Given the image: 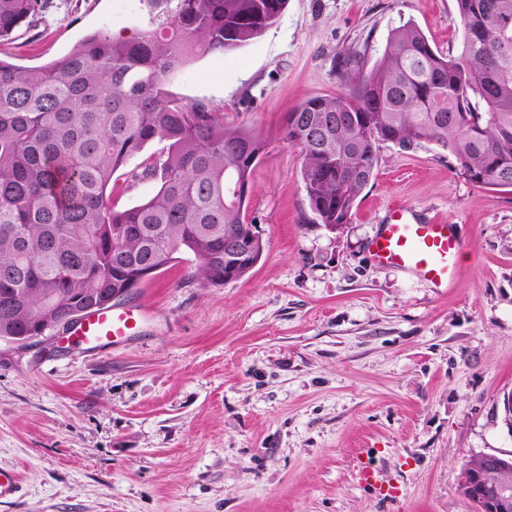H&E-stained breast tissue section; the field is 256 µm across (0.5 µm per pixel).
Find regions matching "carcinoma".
Instances as JSON below:
<instances>
[{
	"instance_id": "1",
	"label": "carcinoma",
	"mask_w": 512,
	"mask_h": 512,
	"mask_svg": "<svg viewBox=\"0 0 512 512\" xmlns=\"http://www.w3.org/2000/svg\"><path fill=\"white\" fill-rule=\"evenodd\" d=\"M41 0H0V41ZM288 0H177L172 21L134 41L105 32L45 66L0 59V337L21 336L52 298L61 320L94 296L139 286L190 256L191 279L224 281V232L248 233L246 195L262 142L224 125L202 102L164 90L188 59L239 48L279 19ZM459 55L434 49L413 23L394 28L370 69L339 57L341 92L295 113L324 123V144L286 126L317 224L352 217L375 175L381 143L423 140L462 174L512 188V0H456ZM350 122L336 124V114ZM168 143L146 167L160 180L147 202L112 209V177L147 144Z\"/></svg>"
}]
</instances>
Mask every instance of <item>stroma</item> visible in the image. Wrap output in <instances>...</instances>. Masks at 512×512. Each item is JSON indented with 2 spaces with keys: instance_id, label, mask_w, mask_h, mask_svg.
<instances>
[{
  "instance_id": "1",
  "label": "stroma",
  "mask_w": 512,
  "mask_h": 512,
  "mask_svg": "<svg viewBox=\"0 0 512 512\" xmlns=\"http://www.w3.org/2000/svg\"><path fill=\"white\" fill-rule=\"evenodd\" d=\"M0 58L41 66L104 31L132 40L166 24L175 0H42ZM418 25L457 55L456 0H288L232 51L197 56L165 89L260 134L247 221L261 259L219 288L181 262L135 289L151 311L126 345L29 348L0 340V468L21 490L0 512H474L464 465L512 455V188L463 177L435 142H387L349 224L314 223L289 115L336 94L346 53L373 64L392 28ZM149 143L112 180V204L149 199ZM401 204L454 225L457 287L374 262L370 244ZM373 450L399 494L379 499L353 471Z\"/></svg>"
}]
</instances>
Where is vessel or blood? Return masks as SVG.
<instances>
[{"label": "vessel or blood", "mask_w": 512, "mask_h": 512, "mask_svg": "<svg viewBox=\"0 0 512 512\" xmlns=\"http://www.w3.org/2000/svg\"><path fill=\"white\" fill-rule=\"evenodd\" d=\"M462 249L463 242L452 225L433 223L401 205L388 210L370 245L376 262L414 272L437 288H450L459 281L458 255ZM147 316L142 306L115 305L87 314L68 335L80 345L115 346L138 335ZM353 469L359 482L379 498L396 496V487L383 479L372 460L357 458Z\"/></svg>", "instance_id": "1"}]
</instances>
